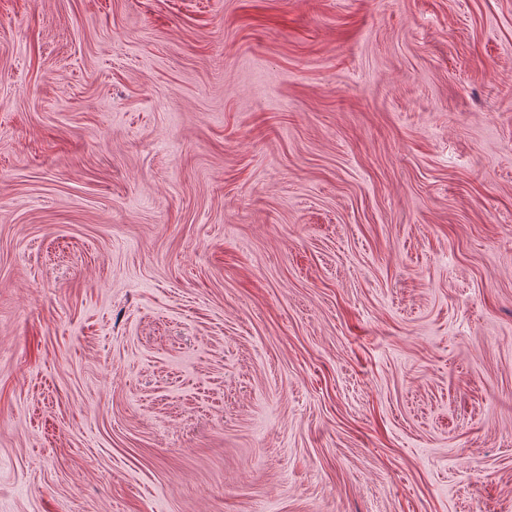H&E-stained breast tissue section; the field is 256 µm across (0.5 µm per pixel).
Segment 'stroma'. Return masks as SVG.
I'll return each instance as SVG.
<instances>
[{"label": "stroma", "instance_id": "stroma-1", "mask_svg": "<svg viewBox=\"0 0 512 512\" xmlns=\"http://www.w3.org/2000/svg\"><path fill=\"white\" fill-rule=\"evenodd\" d=\"M0 512H512V0H0Z\"/></svg>", "mask_w": 512, "mask_h": 512}]
</instances>
